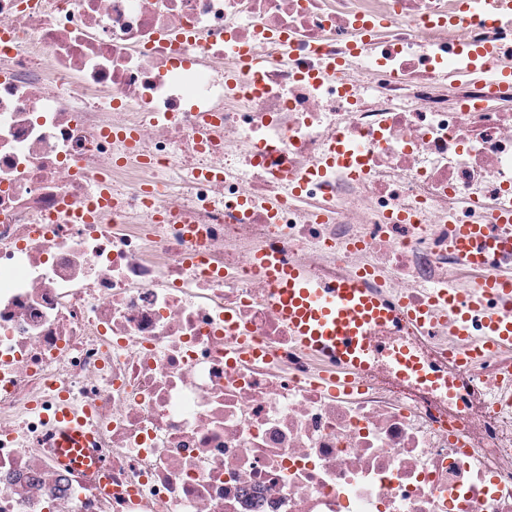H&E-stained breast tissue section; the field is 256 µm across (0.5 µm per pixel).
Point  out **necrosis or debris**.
Segmentation results:
<instances>
[{
    "instance_id": "4bbe7bcc",
    "label": "necrosis or debris",
    "mask_w": 512,
    "mask_h": 512,
    "mask_svg": "<svg viewBox=\"0 0 512 512\" xmlns=\"http://www.w3.org/2000/svg\"><path fill=\"white\" fill-rule=\"evenodd\" d=\"M508 67L512 0H0V512H512V349L457 313L512 250L452 248L512 241ZM264 250L421 310L372 339L452 389L333 394ZM491 225H462L457 233L455 249L465 260L481 263L484 253L489 249L501 250L510 247V243L490 233ZM55 421L57 423V431L59 436V448L68 452L69 456L64 457L66 463H70L72 459L77 461V456L70 454L71 448L84 449L91 441L90 435L86 431V424L83 416L79 415L70 406L62 404L59 406Z\"/></svg>"
}]
</instances>
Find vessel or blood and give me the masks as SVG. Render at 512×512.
Returning a JSON list of instances; mask_svg holds the SVG:
<instances>
[{
	"label": "vessel or blood",
	"instance_id": "b4317fda",
	"mask_svg": "<svg viewBox=\"0 0 512 512\" xmlns=\"http://www.w3.org/2000/svg\"><path fill=\"white\" fill-rule=\"evenodd\" d=\"M506 246V241L492 235L486 225H462L455 240L458 254L472 263L481 262L488 250H500ZM249 263L266 276L272 287L270 302L301 344L315 355L339 361L342 367L347 368V376L336 378L335 383L338 389L351 390L353 372L365 370L375 352L371 330L394 320L395 309L366 288L360 278L333 284L318 282L303 267L272 252L253 255ZM499 291L512 292L511 277L479 283L477 291L469 297V312H481L484 296ZM486 329L489 336L486 350L512 345V315L487 317ZM391 358L402 376L436 388L448 385L447 376L427 370L406 351H395ZM55 421L62 451L87 446L90 436L83 416L63 404L56 412Z\"/></svg>",
	"mask_w": 512,
	"mask_h": 512
}]
</instances>
